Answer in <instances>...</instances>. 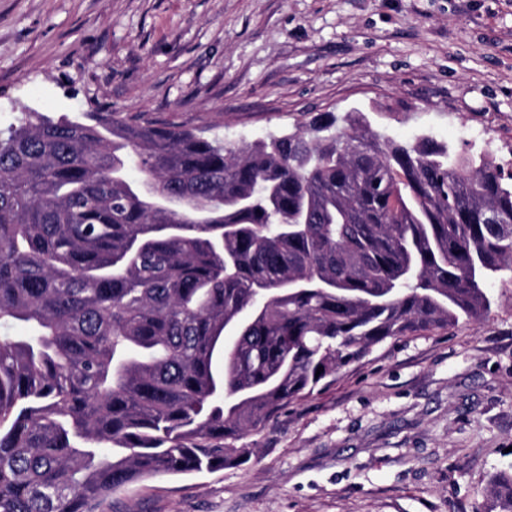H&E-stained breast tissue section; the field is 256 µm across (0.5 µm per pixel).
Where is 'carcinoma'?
Wrapping results in <instances>:
<instances>
[{
  "instance_id": "carcinoma-1",
  "label": "carcinoma",
  "mask_w": 512,
  "mask_h": 512,
  "mask_svg": "<svg viewBox=\"0 0 512 512\" xmlns=\"http://www.w3.org/2000/svg\"><path fill=\"white\" fill-rule=\"evenodd\" d=\"M344 122L252 145L120 112L0 129V512L243 465L375 346L488 315L512 170ZM487 498L512 512V471Z\"/></svg>"
}]
</instances>
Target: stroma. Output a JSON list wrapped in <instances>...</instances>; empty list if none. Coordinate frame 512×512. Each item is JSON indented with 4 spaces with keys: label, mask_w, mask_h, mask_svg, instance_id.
Instances as JSON below:
<instances>
[{
    "label": "stroma",
    "mask_w": 512,
    "mask_h": 512,
    "mask_svg": "<svg viewBox=\"0 0 512 512\" xmlns=\"http://www.w3.org/2000/svg\"><path fill=\"white\" fill-rule=\"evenodd\" d=\"M363 110L512 160V0H0V127L119 112L250 144ZM401 336L251 436L248 464L156 476L104 512H480L512 468V283Z\"/></svg>",
    "instance_id": "obj_1"
}]
</instances>
